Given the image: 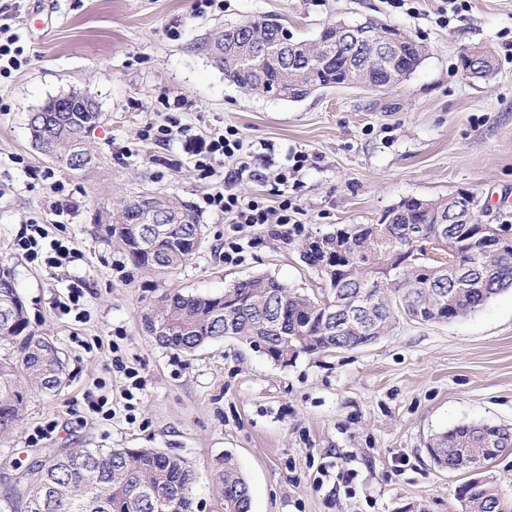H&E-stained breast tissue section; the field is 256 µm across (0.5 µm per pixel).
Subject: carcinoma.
Segmentation results:
<instances>
[{
    "label": "carcinoma",
    "mask_w": 512,
    "mask_h": 512,
    "mask_svg": "<svg viewBox=\"0 0 512 512\" xmlns=\"http://www.w3.org/2000/svg\"><path fill=\"white\" fill-rule=\"evenodd\" d=\"M269 16L244 19L215 32L206 47L216 65L238 88L275 100L301 101L310 93L350 84L372 91H386L402 82L424 60L427 49L410 37L401 43L393 66L369 58L366 47L340 43L330 55H318L307 70L291 66L275 54L244 62L252 49L273 37ZM472 78H485L494 70V57L479 51ZM40 109L57 115L42 127L30 118L33 146L44 156L75 170L73 151L84 132L100 119L99 106L90 96L71 91L47 99ZM158 221L167 234L151 241L150 249L134 247L142 225L133 199H123L112 210L109 231L126 246L133 262L159 271H171L191 253L182 240L202 234L203 224L188 203L168 195L155 201ZM395 214L390 224H351V261L322 272L328 291L320 299L293 291L268 275L236 281L219 296L165 290L154 311L156 322L145 324L155 343L175 354H191L203 346L233 338L257 349L276 364L286 366L303 353L353 349L391 334L401 318L448 323L481 310L500 292L512 288V248L483 255L468 269V287L459 290L448 306L451 277L430 271L439 261L414 257L408 229L420 225L431 237L437 228L449 240L451 202L444 197L408 198L388 209ZM485 246L482 227L469 226L460 250L474 255ZM376 279L381 291L364 310L363 319L376 333L356 327L341 331L323 324L326 301L335 303L336 315L360 292L364 282ZM282 314V329L265 323L272 308ZM0 345L13 353L0 358V434L11 432L25 407L27 385L45 392L63 382L64 360L46 338L29 331L26 308L9 268L0 266ZM434 465L447 470L459 464L461 455L480 456L483 464L512 448V427L470 423L432 435ZM215 479L221 486L224 512H251L250 488L231 455L220 459ZM194 473L188 462L156 448H71L48 458L34 480H25L26 508L32 512H194L191 486ZM462 512H512V500L489 479H474L458 490Z\"/></svg>",
    "instance_id": "obj_1"
}]
</instances>
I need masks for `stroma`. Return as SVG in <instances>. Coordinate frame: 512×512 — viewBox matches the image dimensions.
<instances>
[{
	"label": "stroma",
	"mask_w": 512,
	"mask_h": 512,
	"mask_svg": "<svg viewBox=\"0 0 512 512\" xmlns=\"http://www.w3.org/2000/svg\"><path fill=\"white\" fill-rule=\"evenodd\" d=\"M448 0H0V15L29 62L0 78V265L12 271L29 330L62 352L66 378L29 389L13 434L0 438V501L16 478L69 448H157L196 473L195 512H224L214 479L231 453L249 483L251 512H460L463 472L433 465L432 434L483 422L512 427V288L448 323L400 320L370 345L273 363L227 338L197 352L155 345L143 313L163 290L219 295L268 274L313 297L323 276L302 259L309 236L374 224L407 197L477 195L485 224L512 225V0H466L440 23ZM275 14L295 38L324 25L374 17L428 53L385 94L332 88L300 102L243 94L204 51L217 27ZM497 62L484 79L463 77L462 50ZM77 90L98 103L91 165L73 171L33 146L29 116L49 97ZM179 101L182 140L163 145L139 132L156 121L160 96ZM238 129L233 188L299 214L281 237L259 227L235 263L224 260L223 214L204 208L201 178L183 140ZM305 154L300 171L294 157ZM288 170L287 181L277 172ZM78 207L55 214L45 176ZM164 193L198 208L205 240L171 272L133 264L106 218L120 197ZM45 229L37 259L17 247L31 223ZM77 260L49 265L56 247ZM83 294L63 312L72 282ZM121 356L142 381L133 390L113 364ZM102 402L105 412L92 410Z\"/></svg>",
	"instance_id": "obj_1"
}]
</instances>
